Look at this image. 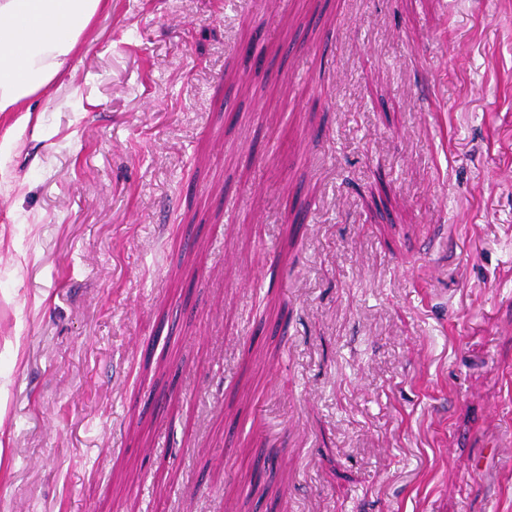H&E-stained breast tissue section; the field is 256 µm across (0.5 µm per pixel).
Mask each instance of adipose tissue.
Segmentation results:
<instances>
[{
  "label": "adipose tissue",
  "instance_id": "1",
  "mask_svg": "<svg viewBox=\"0 0 512 512\" xmlns=\"http://www.w3.org/2000/svg\"><path fill=\"white\" fill-rule=\"evenodd\" d=\"M108 0H0V112L49 86Z\"/></svg>",
  "mask_w": 512,
  "mask_h": 512
}]
</instances>
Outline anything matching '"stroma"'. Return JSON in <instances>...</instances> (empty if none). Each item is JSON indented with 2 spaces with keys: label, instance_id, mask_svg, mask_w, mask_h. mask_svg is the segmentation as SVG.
<instances>
[{
  "label": "stroma",
  "instance_id": "35a3bbf8",
  "mask_svg": "<svg viewBox=\"0 0 512 512\" xmlns=\"http://www.w3.org/2000/svg\"><path fill=\"white\" fill-rule=\"evenodd\" d=\"M0 512H512V0H110L0 112Z\"/></svg>",
  "mask_w": 512,
  "mask_h": 512
}]
</instances>
